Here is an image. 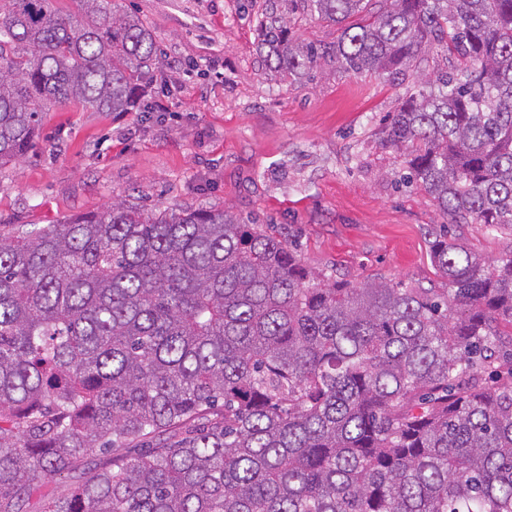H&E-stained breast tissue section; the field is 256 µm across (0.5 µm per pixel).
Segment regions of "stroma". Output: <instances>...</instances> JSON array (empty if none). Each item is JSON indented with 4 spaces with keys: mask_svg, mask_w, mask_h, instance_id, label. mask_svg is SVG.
<instances>
[{
    "mask_svg": "<svg viewBox=\"0 0 512 512\" xmlns=\"http://www.w3.org/2000/svg\"><path fill=\"white\" fill-rule=\"evenodd\" d=\"M124 2L182 61L154 73L166 111L50 110L34 150L0 169V224H48L120 200L221 206L288 229L314 271L443 287L430 253L444 218L378 138L388 113L446 67L443 52L396 79L329 66L285 83L255 50L247 0ZM455 233L490 264L512 251V234L482 224Z\"/></svg>",
    "mask_w": 512,
    "mask_h": 512,
    "instance_id": "stroma-1",
    "label": "stroma"
}]
</instances>
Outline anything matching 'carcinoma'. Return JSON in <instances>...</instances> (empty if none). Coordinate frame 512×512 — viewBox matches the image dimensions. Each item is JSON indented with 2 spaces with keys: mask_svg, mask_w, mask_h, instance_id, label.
Wrapping results in <instances>:
<instances>
[{
  "mask_svg": "<svg viewBox=\"0 0 512 512\" xmlns=\"http://www.w3.org/2000/svg\"><path fill=\"white\" fill-rule=\"evenodd\" d=\"M51 2L0 0V168L53 107L133 111L159 64L119 0ZM303 2L336 44L264 11L266 68L442 50L380 143L443 216L512 231V0ZM431 259L448 287L329 282L222 207L1 224L0 512L80 468L40 512H512V252L445 231Z\"/></svg>",
  "mask_w": 512,
  "mask_h": 512,
  "instance_id": "carcinoma-1",
  "label": "carcinoma"
}]
</instances>
